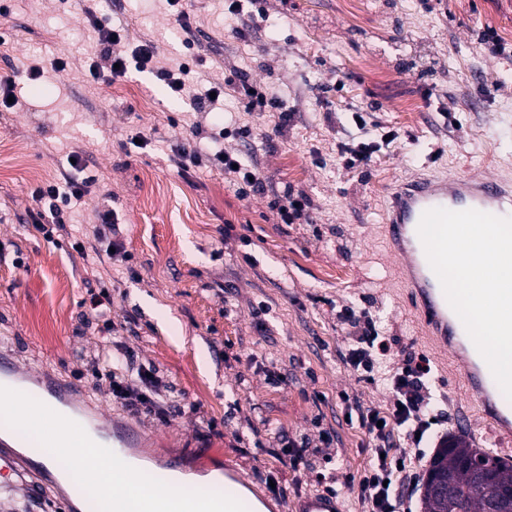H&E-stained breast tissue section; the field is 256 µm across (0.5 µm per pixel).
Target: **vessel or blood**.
Returning a JSON list of instances; mask_svg holds the SVG:
<instances>
[{"mask_svg": "<svg viewBox=\"0 0 512 512\" xmlns=\"http://www.w3.org/2000/svg\"><path fill=\"white\" fill-rule=\"evenodd\" d=\"M388 205L383 214V233L389 250L401 262V283L404 296L414 311L426 339L442 352L448 353L455 374L469 400L503 438L512 437V402L501 396V389L487 363L468 336L463 323L450 307L441 284L431 269L418 236L423 213L433 208L452 211L469 209L512 217V179L498 175L417 174L394 182L387 189ZM19 367L13 357L0 351V386L11 384L12 396L24 398L28 390L18 383ZM76 385L60 378L51 386L41 388L42 397L53 404L70 407L71 418L96 422L97 433L105 443L117 448L139 447L142 434L135 422L114 431L106 427L103 412L72 410ZM0 438V476L29 475L28 492H40L43 483L52 481L51 469L37 453H16L6 450ZM245 477L235 462L226 465L224 493L207 502L209 512H251V507L235 491ZM177 483H170L165 499L145 505L142 512H196L185 506ZM291 512H345L342 498L334 493L305 491L296 497Z\"/></svg>", "mask_w": 512, "mask_h": 512, "instance_id": "1", "label": "vessel or blood"}]
</instances>
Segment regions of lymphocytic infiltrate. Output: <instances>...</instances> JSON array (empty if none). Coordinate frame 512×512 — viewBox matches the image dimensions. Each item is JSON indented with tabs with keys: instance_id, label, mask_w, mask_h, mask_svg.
<instances>
[{
	"instance_id": "lymphocytic-infiltrate-1",
	"label": "lymphocytic infiltrate",
	"mask_w": 512,
	"mask_h": 512,
	"mask_svg": "<svg viewBox=\"0 0 512 512\" xmlns=\"http://www.w3.org/2000/svg\"><path fill=\"white\" fill-rule=\"evenodd\" d=\"M85 19L98 33V58L88 63L84 70L87 81L99 82L108 75L123 77L131 70L142 71L150 67L172 94L189 96L194 111H207L214 104V95L229 91L243 101L245 111L276 112L284 123L290 118L271 87H252L244 77L225 78L224 82L213 84L208 94H189L186 78L194 66L193 61L181 62L174 68L154 66L152 44L138 43L128 29L102 22L93 10H86ZM352 119L359 134L340 145L339 155L347 167L364 168L370 166L387 146L388 134L382 131L373 137L365 136L369 119L366 113H353ZM169 160L182 172L200 166L201 162H209L230 176L237 195L243 199L264 190V180L257 165L238 154L218 151L206 155L179 145L173 149ZM97 182V176L79 160L64 183L48 182L32 189L31 197L36 204L29 212L32 229L49 240L57 234L69 235L74 204L89 195ZM338 317L349 327L353 340L342 356L344 364L356 372L360 380H373L375 371L385 363L391 349L389 339L382 336L377 318L368 309L346 304ZM430 372L426 356L407 358L403 367L387 377L393 393L389 407L381 409L359 404L353 407L355 422L372 449V459L360 477L342 472L336 475L335 481L341 487L356 489L368 512H409L417 473L410 456L396 453V437L401 434L412 441L431 430ZM105 376L110 379L113 399L120 402L131 417L163 420L174 406L160 377L152 373L150 366L130 358L125 369H117L112 361V350L107 346L90 356L85 373L87 382L92 385Z\"/></svg>"
}]
</instances>
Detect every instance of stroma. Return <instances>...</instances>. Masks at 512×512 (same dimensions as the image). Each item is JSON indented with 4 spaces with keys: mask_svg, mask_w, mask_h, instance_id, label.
Segmentation results:
<instances>
[{
    "mask_svg": "<svg viewBox=\"0 0 512 512\" xmlns=\"http://www.w3.org/2000/svg\"><path fill=\"white\" fill-rule=\"evenodd\" d=\"M84 5L64 14L54 0H8L0 16V76L15 75L22 103L0 112V349L27 372L74 377L103 341L97 325H82L80 302L88 289H108L120 354L154 364L181 406L140 420L146 454L233 459L258 489L275 482L271 499L284 506L317 488V473L357 476L370 463L345 402L383 408L391 394L339 358L349 337L336 313L352 303L398 337L390 365L428 355L434 411L457 434L470 406L403 299L383 240L384 189L425 169L512 175V57L480 43L491 28L512 50V0H247L246 11L266 19L246 40L224 0H192L187 31L162 0L88 4L151 42L160 65L178 63L193 41L204 59L193 92L237 71L272 83L292 114L283 127L277 113L245 112L230 95L222 111H192L147 70L88 84L82 70L98 47ZM33 58H62L69 69L30 81L20 70ZM321 86L340 111L317 106ZM357 110L373 111L398 138L370 167L349 169L338 144L356 135ZM228 116L251 136L220 148L251 155L265 181L245 200L222 170L184 174L168 160L190 126L217 133ZM138 134L149 145L124 153ZM73 154L100 184L75 207L77 232L92 235L107 202L122 222L120 250L91 266L69 238L49 242L28 228L31 190L62 180ZM288 192L310 199L306 219L282 223L277 202ZM161 309L177 333L164 329ZM272 371L280 382L269 381ZM322 427L334 430L333 444L312 456L313 470L292 469L274 433L314 441Z\"/></svg>",
    "mask_w": 512,
    "mask_h": 512,
    "instance_id": "stroma-1",
    "label": "stroma"
}]
</instances>
